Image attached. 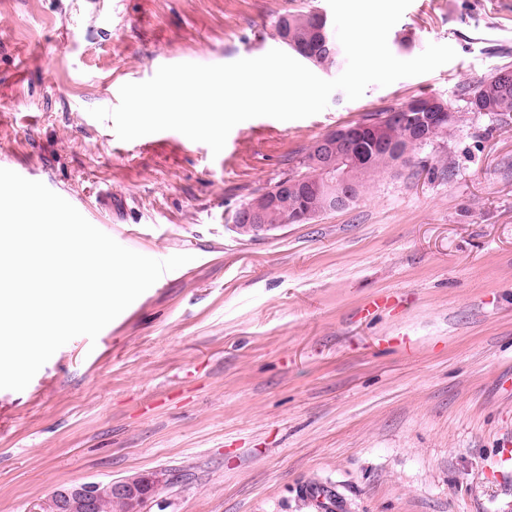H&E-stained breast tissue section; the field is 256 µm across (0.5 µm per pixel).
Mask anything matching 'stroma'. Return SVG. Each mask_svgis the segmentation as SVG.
<instances>
[{"mask_svg":"<svg viewBox=\"0 0 512 512\" xmlns=\"http://www.w3.org/2000/svg\"><path fill=\"white\" fill-rule=\"evenodd\" d=\"M327 0H0V168L22 167L115 240L191 255L107 325L0 390V512L64 487L161 476L142 512H512V115L452 136L350 209L251 238L235 210L336 127L512 66V0H412L388 43L457 57L335 91L321 113L236 125L220 154L176 131L120 141L119 89L165 64L277 48L279 14ZM314 512H345V503L332 486L305 485L300 488Z\"/></svg>","mask_w":512,"mask_h":512,"instance_id":"35a3bbf8","label":"stroma"}]
</instances>
